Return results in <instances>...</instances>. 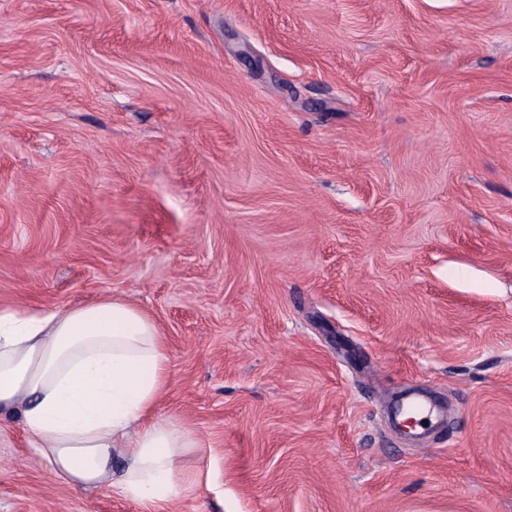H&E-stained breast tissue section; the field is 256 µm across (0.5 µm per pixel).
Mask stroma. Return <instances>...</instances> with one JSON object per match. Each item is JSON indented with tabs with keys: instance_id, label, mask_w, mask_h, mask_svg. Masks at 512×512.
<instances>
[{
	"instance_id": "35a3bbf8",
	"label": "stroma",
	"mask_w": 512,
	"mask_h": 512,
	"mask_svg": "<svg viewBox=\"0 0 512 512\" xmlns=\"http://www.w3.org/2000/svg\"><path fill=\"white\" fill-rule=\"evenodd\" d=\"M112 296L166 512H512V0H0V308ZM0 512L149 510L1 420Z\"/></svg>"
}]
</instances>
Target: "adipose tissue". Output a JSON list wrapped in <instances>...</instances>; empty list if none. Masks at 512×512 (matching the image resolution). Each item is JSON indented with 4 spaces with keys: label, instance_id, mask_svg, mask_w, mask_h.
Segmentation results:
<instances>
[{
    "label": "adipose tissue",
    "instance_id": "1",
    "mask_svg": "<svg viewBox=\"0 0 512 512\" xmlns=\"http://www.w3.org/2000/svg\"><path fill=\"white\" fill-rule=\"evenodd\" d=\"M169 361L157 322L119 297L64 309L3 308L0 417L19 418L66 484L106 486L163 512L204 476L182 464L198 453L197 439L157 413Z\"/></svg>",
    "mask_w": 512,
    "mask_h": 512
}]
</instances>
